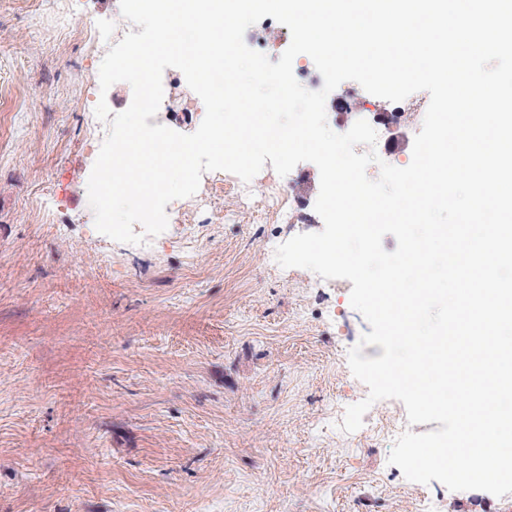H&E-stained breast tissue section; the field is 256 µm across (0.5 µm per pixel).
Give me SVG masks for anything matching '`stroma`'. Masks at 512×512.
<instances>
[{
  "instance_id": "35a3bbf8",
  "label": "stroma",
  "mask_w": 512,
  "mask_h": 512,
  "mask_svg": "<svg viewBox=\"0 0 512 512\" xmlns=\"http://www.w3.org/2000/svg\"><path fill=\"white\" fill-rule=\"evenodd\" d=\"M84 27L50 22L58 7ZM114 0H0V512H415L385 437L334 425L368 395L352 284L270 265L315 224H173L154 251L100 234L87 182ZM95 30L88 42L85 26ZM170 123L204 114L181 71ZM444 512L512 494L431 482Z\"/></svg>"
}]
</instances>
